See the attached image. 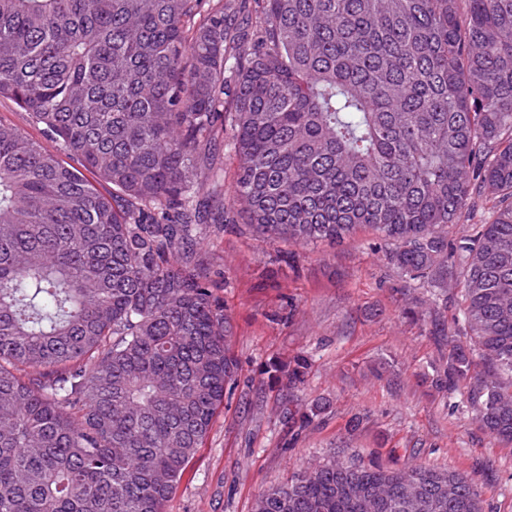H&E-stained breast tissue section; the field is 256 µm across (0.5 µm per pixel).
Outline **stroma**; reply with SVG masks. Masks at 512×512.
I'll list each match as a JSON object with an SVG mask.
<instances>
[{"label":"stroma","instance_id":"stroma-1","mask_svg":"<svg viewBox=\"0 0 512 512\" xmlns=\"http://www.w3.org/2000/svg\"><path fill=\"white\" fill-rule=\"evenodd\" d=\"M202 242L232 318L240 383L167 504V512H252L254 501L307 467L339 457L365 466L457 471L484 512H512V444L476 420L467 386L422 385L448 353L433 336L428 294L361 230L342 244H288L255 236L241 207ZM296 257L289 269L283 255ZM301 355L312 363L299 393L329 403L300 429L282 419V391L266 368Z\"/></svg>","mask_w":512,"mask_h":512}]
</instances>
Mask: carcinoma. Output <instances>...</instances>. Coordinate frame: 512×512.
I'll return each instance as SVG.
<instances>
[{"mask_svg":"<svg viewBox=\"0 0 512 512\" xmlns=\"http://www.w3.org/2000/svg\"><path fill=\"white\" fill-rule=\"evenodd\" d=\"M262 2L234 34L248 0H0V96L72 159L0 122V512H166L238 377L200 252L224 141L256 235L369 226L405 277L460 289L470 341L431 386L469 383L512 444V0ZM310 368H267L290 429L326 411L294 398ZM253 512L482 507L457 472L333 459Z\"/></svg>","mask_w":512,"mask_h":512,"instance_id":"obj_1","label":"carcinoma"}]
</instances>
